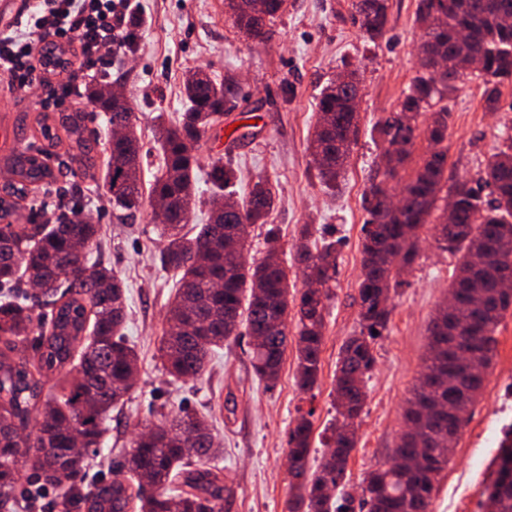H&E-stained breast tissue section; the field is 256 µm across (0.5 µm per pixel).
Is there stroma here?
<instances>
[{"label": "stroma", "instance_id": "1", "mask_svg": "<svg viewBox=\"0 0 512 512\" xmlns=\"http://www.w3.org/2000/svg\"><path fill=\"white\" fill-rule=\"evenodd\" d=\"M351 3L287 0L283 13L268 25L264 40L256 43L232 27L224 0H139L142 21L135 28V49L114 59L104 76L138 109L141 177L147 186L162 165L153 118L162 112L173 121L184 112L185 71L201 68L217 80H233L238 88L235 108L221 117L198 149L201 201L195 223H204L209 212L205 174L210 163L228 158L240 170L239 182L229 190L235 200H243L257 178L269 180L276 195L270 221L280 226L285 248L293 247L304 224L312 225L314 239L338 240V275L328 303L322 371L311 396L300 393L296 385V353L291 348L276 384L269 388L259 381L252 372L245 335L212 353L197 378L177 381L169 376L158 348L178 277L160 266L163 239L150 205H142L133 220L118 223L103 189L84 178L76 153L64 144L49 147L41 136L37 101L47 93V85L13 88L0 74V186L10 178L8 157L13 149H49L51 166L64 163L69 171L47 190L46 201L55 202L58 188H80V214L100 228L101 259L127 286L124 333L139 354L138 381L125 404L113 409L90 477L113 478L135 434L183 409L207 416L212 424L218 448L215 464L224 477V512H288V431L298 411L314 412L309 465L314 468L320 462L334 416L330 392L339 352L361 329V196L383 151L375 125L398 110L415 75V47L422 35L415 18L416 0H389L385 31L373 42L355 24ZM348 68L359 70L362 79L359 134L345 172L330 190L311 163L308 138L322 88ZM448 110V174L474 178L503 136L512 134V90L503 89L498 111L488 112L482 84L472 78L449 94ZM420 237L419 257L404 275L392 299L388 326L374 344L376 363L366 381L358 444L347 467V489L354 495L367 472L392 455L407 400L423 371L431 321L448 295L456 265L455 256L438 247L431 228H423ZM495 338L484 388L454 442L429 512H486L489 463L499 452L497 442L485 439L486 425L512 424V409L501 405L512 393V378L501 372L512 360V311L498 325ZM473 448L481 449L486 461L478 470L469 467L468 452Z\"/></svg>", "mask_w": 512, "mask_h": 512}]
</instances>
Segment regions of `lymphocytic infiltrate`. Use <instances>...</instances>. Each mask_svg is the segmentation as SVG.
<instances>
[{"label": "lymphocytic infiltrate", "instance_id": "f902f5d3", "mask_svg": "<svg viewBox=\"0 0 512 512\" xmlns=\"http://www.w3.org/2000/svg\"><path fill=\"white\" fill-rule=\"evenodd\" d=\"M133 9V0H32L25 31L0 30V73L13 86H30L40 66L36 50L46 38L77 46V68L39 100L42 109H54L79 90L85 77L111 66L114 47L131 36Z\"/></svg>", "mask_w": 512, "mask_h": 512}]
</instances>
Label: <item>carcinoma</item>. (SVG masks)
I'll return each mask as SVG.
<instances>
[{
  "mask_svg": "<svg viewBox=\"0 0 512 512\" xmlns=\"http://www.w3.org/2000/svg\"><path fill=\"white\" fill-rule=\"evenodd\" d=\"M453 10H448V2ZM247 0H226L231 24L261 41L266 27L281 12V0H263L265 11L254 15ZM353 8L363 34L374 40L387 24L388 0H355ZM416 21L423 30L419 47L433 54L417 57L416 75L403 92L400 110L378 122L386 143L376 176L362 196V267L358 284L361 330L341 348L330 393L336 415L330 426L328 451L309 470L313 411L300 414L288 434V473L292 478L288 512H355L347 485V466L356 448L357 419L366 399V379L375 365L376 335L386 328L391 294L419 255V231L433 225L439 247L457 257L449 294L458 302L450 312L441 307L429 328L425 368L404 411L405 428L393 449V460L367 473L361 483L368 512H428L439 475L448 467L453 448L448 433H459L484 387L495 347L494 334L512 310V137L503 140L486 161L478 180L448 178V93L475 75L484 87V106L498 110L502 88H512V0H417ZM471 29L467 38L459 28ZM479 60L482 68L470 70ZM441 62L444 77L436 82L431 66ZM347 81L330 82L317 104V122L309 142L321 182L336 186L350 158L357 134L361 82L354 71ZM102 82L87 88L86 98L105 113L109 125L126 127V135L110 140L105 191L116 217L127 219L142 205L140 148L134 108L104 95ZM188 108L174 125L157 127L163 151L162 173L151 198L170 202L161 221L166 243L160 252L163 268L180 275L179 288L167 315L160 342L161 357L177 378H196L208 355L224 346L239 326L251 338L252 370L274 385L288 348V315L296 327V384L305 394L318 385L324 340L326 301L336 281V242L310 241L304 224L293 246V261L303 281L314 288L289 291L288 269L282 264L281 229L268 223L274 197L268 183L256 181L247 201L224 208V188L234 182V168L214 162L207 172L213 189L208 220L192 234L184 233L195 207V153L200 140L224 112L235 106V86L219 83L202 70L183 82ZM85 113L78 106L49 123L38 120L41 136L79 153L85 175L95 177V147L84 136ZM427 147L407 169L418 138ZM15 149L10 157L16 180L0 196V288L26 279L53 298L45 322L35 321L26 300L0 296V512H14L18 465H28L49 484L60 488L59 512H223L224 487L209 460L216 454L208 422L189 412L173 417L133 440L127 460L130 479L152 480L146 490H132L126 481L89 489L78 482L85 471L84 455L71 452L101 444L104 424L134 387L138 357L122 336L126 319L125 285L99 257L88 251L97 239V225L84 219L59 224H15L20 201L35 188L51 183L52 169ZM409 173L402 174V171ZM398 180L401 208L391 211L386 183ZM454 192L453 219L440 201ZM246 224L264 226V256L249 262L247 240L238 234ZM87 251L74 253L76 243ZM31 347L33 360L15 357ZM58 379L62 394L44 393ZM40 412L36 435L24 434L31 413ZM493 479L487 487L488 512H512V427L500 444Z\"/></svg>",
  "mask_w": 512,
  "mask_h": 512,
  "instance_id": "carcinoma-1",
  "label": "carcinoma"
}]
</instances>
